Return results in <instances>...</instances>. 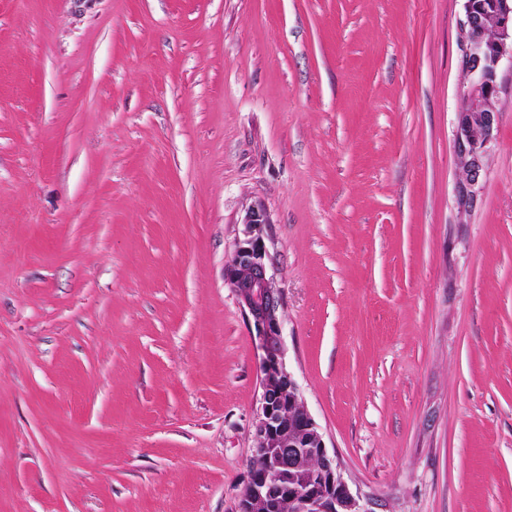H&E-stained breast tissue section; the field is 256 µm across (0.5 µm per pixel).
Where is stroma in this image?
Returning <instances> with one entry per match:
<instances>
[{
  "instance_id": "stroma-1",
  "label": "stroma",
  "mask_w": 512,
  "mask_h": 512,
  "mask_svg": "<svg viewBox=\"0 0 512 512\" xmlns=\"http://www.w3.org/2000/svg\"><path fill=\"white\" fill-rule=\"evenodd\" d=\"M463 0H0V512H236L258 339L368 512H512V75L478 206Z\"/></svg>"
}]
</instances>
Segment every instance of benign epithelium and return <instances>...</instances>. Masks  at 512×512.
<instances>
[{
  "mask_svg": "<svg viewBox=\"0 0 512 512\" xmlns=\"http://www.w3.org/2000/svg\"><path fill=\"white\" fill-rule=\"evenodd\" d=\"M460 51L467 87L458 112L454 152L464 175L459 201L471 207L477 201L474 187L483 176L498 120L500 76L512 73V0H494L489 8L480 0H464ZM267 223L262 207L248 210L245 238L236 243L224 268V279L263 350L253 455L263 467L248 469L237 512H254L257 503L270 509L286 505L288 512H369L350 491L286 366L283 300L270 272L263 236Z\"/></svg>",
  "mask_w": 512,
  "mask_h": 512,
  "instance_id": "benign-epithelium-1",
  "label": "benign epithelium"
}]
</instances>
